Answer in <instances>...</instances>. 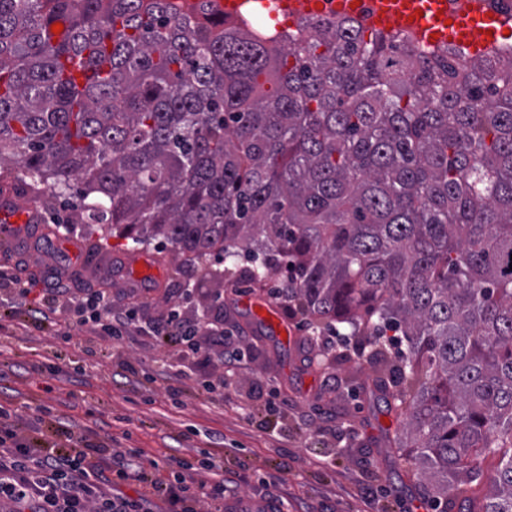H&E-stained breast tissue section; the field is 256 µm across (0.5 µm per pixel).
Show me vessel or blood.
Listing matches in <instances>:
<instances>
[{
    "instance_id": "b4317fda",
    "label": "vessel or blood",
    "mask_w": 512,
    "mask_h": 512,
    "mask_svg": "<svg viewBox=\"0 0 512 512\" xmlns=\"http://www.w3.org/2000/svg\"><path fill=\"white\" fill-rule=\"evenodd\" d=\"M337 14L368 27L410 32L427 46L450 43L476 55L493 48L512 15L491 12L484 0H334ZM32 219L30 208L0 212V232L17 233Z\"/></svg>"
}]
</instances>
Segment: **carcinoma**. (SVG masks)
<instances>
[{"label":"carcinoma","mask_w":512,"mask_h":512,"mask_svg":"<svg viewBox=\"0 0 512 512\" xmlns=\"http://www.w3.org/2000/svg\"><path fill=\"white\" fill-rule=\"evenodd\" d=\"M66 26L58 36L57 23ZM80 190V224L186 262L241 242L327 325L402 332L420 481L499 466L512 512V47L355 17L277 31L210 0H0V178Z\"/></svg>","instance_id":"carcinoma-1"}]
</instances>
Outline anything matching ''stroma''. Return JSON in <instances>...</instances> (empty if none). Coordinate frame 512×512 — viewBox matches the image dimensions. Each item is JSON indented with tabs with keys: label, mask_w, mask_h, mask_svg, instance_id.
I'll list each match as a JSON object with an SVG mask.
<instances>
[{
	"label": "stroma",
	"mask_w": 512,
	"mask_h": 512,
	"mask_svg": "<svg viewBox=\"0 0 512 512\" xmlns=\"http://www.w3.org/2000/svg\"><path fill=\"white\" fill-rule=\"evenodd\" d=\"M15 197L39 218L16 239H0L7 255L0 266L10 274L38 277L44 288L59 279L73 289L104 288L118 302L133 285L125 262L137 270L150 264L162 272L146 294L150 308L209 315L223 299L224 334L244 355L239 393L227 401L222 387L205 388L213 377L205 364L177 375L171 348L139 336L109 348L93 324L63 338L56 325L68 311L35 318L1 284L0 422L18 435L138 450L158 461L151 476L162 481L170 477L162 465L170 449L194 464L215 458L227 476L240 477L242 497L262 499L267 484L277 483L287 512H481L496 459H485L447 508L436 505L406 450L392 442L398 423L386 400L394 387L359 357L362 337L307 319L291 337L277 336L246 309L245 298L269 299L282 276L251 279L262 264L244 257L186 263L158 241L134 248L102 237L99 225L74 223L75 191L47 205L0 181V199ZM323 336L336 339L325 356L316 343ZM274 395L287 408H270Z\"/></svg>",
	"instance_id": "stroma-1"
}]
</instances>
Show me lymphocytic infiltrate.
Masks as SVG:
<instances>
[{
  "mask_svg": "<svg viewBox=\"0 0 512 512\" xmlns=\"http://www.w3.org/2000/svg\"><path fill=\"white\" fill-rule=\"evenodd\" d=\"M140 296L131 293L123 308H115L103 291L85 289L81 295L59 292L48 298V308L65 306L77 312V319L61 323L59 333L70 337L87 322L96 323L107 344L123 342L131 333L141 332L175 349L179 358L204 357L216 372L237 369L243 357L229 348L222 322L183 316L175 309L142 319ZM110 456V477H103L99 463ZM175 472V482L150 481L151 488L137 496L113 492L112 482L148 481L141 452L84 448H36L14 431L0 427V501L13 504V512H156L164 503L167 512H197L200 500L209 501L212 512H223L225 498L236 495L237 484L225 479L224 465L213 459L191 464L179 453L165 459Z\"/></svg>",
  "mask_w": 512,
  "mask_h": 512,
  "instance_id": "obj_1",
  "label": "lymphocytic infiltrate"
}]
</instances>
